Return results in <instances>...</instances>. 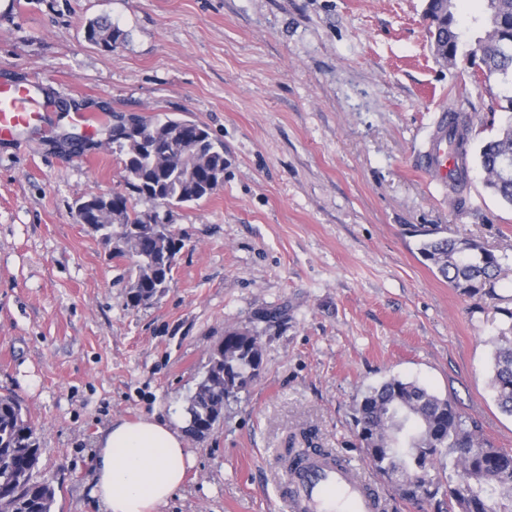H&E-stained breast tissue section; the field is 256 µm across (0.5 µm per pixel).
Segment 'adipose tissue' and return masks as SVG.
<instances>
[{
	"label": "adipose tissue",
	"instance_id": "ef3b65f1",
	"mask_svg": "<svg viewBox=\"0 0 512 512\" xmlns=\"http://www.w3.org/2000/svg\"><path fill=\"white\" fill-rule=\"evenodd\" d=\"M96 448L95 493L104 512H158L193 464L181 422L117 420L98 438Z\"/></svg>",
	"mask_w": 512,
	"mask_h": 512
}]
</instances>
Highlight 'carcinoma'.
I'll return each instance as SVG.
<instances>
[{"label":"carcinoma","instance_id":"carcinoma-1","mask_svg":"<svg viewBox=\"0 0 512 512\" xmlns=\"http://www.w3.org/2000/svg\"><path fill=\"white\" fill-rule=\"evenodd\" d=\"M459 0L448 9L432 0L425 9L428 32H437L452 53L460 35L455 14ZM488 28L496 36L483 46L482 75L512 85V0H487ZM86 38L111 48L126 33L107 16L85 28ZM509 115L498 135L480 149L478 161L485 183L498 175L503 157H512V98ZM163 148L151 151L112 122V147L124 156L125 191L112 192L108 202L98 192L80 196L74 204L77 221L95 209L96 231L126 241L134 278L127 305L163 295L172 278L176 256L185 246L169 216L158 208L196 204L224 187V143L199 123L167 114L143 117ZM470 121L453 115L448 142L467 157ZM156 204L137 210L133 197ZM419 253L461 293L492 296L500 272L499 258L479 243L443 235L439 227L415 230ZM262 353L257 337L228 330L212 351L207 370L189 399L187 433L204 439L224 416V398L247 386L260 374ZM491 387L499 408L512 415V326L495 339ZM357 437L376 471L394 484L402 499L435 504L437 512H512V452L495 447L479 423L463 416L446 397L416 381L390 377L364 393L355 417ZM40 437L14 396L0 395V512H54L57 489L49 478H37Z\"/></svg>","mask_w":512,"mask_h":512}]
</instances>
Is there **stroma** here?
I'll return each instance as SVG.
<instances>
[{
	"label": "stroma",
	"mask_w": 512,
	"mask_h": 512,
	"mask_svg": "<svg viewBox=\"0 0 512 512\" xmlns=\"http://www.w3.org/2000/svg\"><path fill=\"white\" fill-rule=\"evenodd\" d=\"M0 0V84L37 83L48 131L0 140V394L42 441L55 512H101L94 443L112 421L183 419L228 330L263 366L189 439L194 463L161 512H281L275 470L290 437L370 470L355 437L363 392L391 376L451 398L496 447L512 416L490 385L512 310V207L486 189L481 145L512 88L468 57L485 0H468L456 64L437 59L426 0ZM129 34L104 51L84 25ZM104 117L82 136L73 112ZM166 113L224 143V186L173 209L185 246L166 292L126 304L129 256L78 223L74 201L124 187L113 113ZM470 115L468 181L422 168L441 113ZM438 226L498 256L495 296L451 288L419 252Z\"/></svg>",
	"instance_id": "stroma-1"
}]
</instances>
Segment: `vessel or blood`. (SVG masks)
I'll list each match as a JSON object with an SVG mask.
<instances>
[{
  "label": "vessel or blood",
  "instance_id": "vessel-or-blood-1",
  "mask_svg": "<svg viewBox=\"0 0 512 512\" xmlns=\"http://www.w3.org/2000/svg\"><path fill=\"white\" fill-rule=\"evenodd\" d=\"M46 118L45 101L35 98L30 89L0 85V139L26 129H43ZM457 163L446 149L445 137H438L427 156L429 171L439 175ZM373 484L359 469L314 456L300 467L282 468L278 493L287 512H375Z\"/></svg>",
  "mask_w": 512,
  "mask_h": 512
}]
</instances>
